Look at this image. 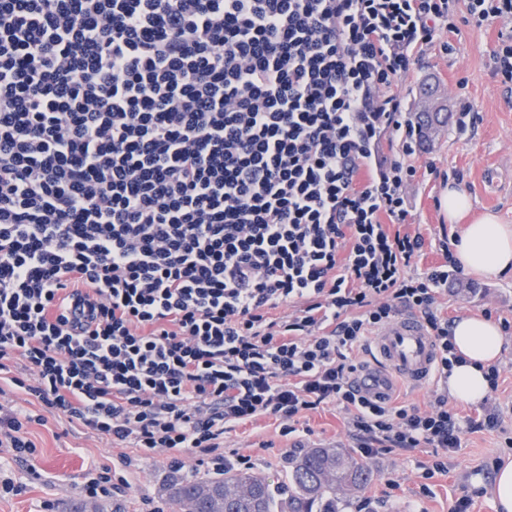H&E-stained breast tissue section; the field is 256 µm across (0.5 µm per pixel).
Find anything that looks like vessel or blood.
<instances>
[{
	"label": "vessel or blood",
	"instance_id": "vessel-or-blood-1",
	"mask_svg": "<svg viewBox=\"0 0 512 512\" xmlns=\"http://www.w3.org/2000/svg\"><path fill=\"white\" fill-rule=\"evenodd\" d=\"M371 364L352 377L354 387L372 400L392 397L397 383L423 388L432 380L438 352L425 323L401 313L380 327L369 340Z\"/></svg>",
	"mask_w": 512,
	"mask_h": 512
}]
</instances>
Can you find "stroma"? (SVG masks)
I'll return each mask as SVG.
<instances>
[{
  "label": "stroma",
  "mask_w": 512,
  "mask_h": 512,
  "mask_svg": "<svg viewBox=\"0 0 512 512\" xmlns=\"http://www.w3.org/2000/svg\"><path fill=\"white\" fill-rule=\"evenodd\" d=\"M499 31L496 23L463 28L451 54L436 42L425 46L419 70L398 87L408 105H416L420 95L431 89L442 94L449 112L468 104L476 115L471 129L461 132L445 126L406 159L416 170L407 187V222L425 238L417 262L421 271L443 263V237L461 232L460 225L449 223L439 205L448 187L445 174L459 173V183L469 194L475 213L493 212L501 223L512 225V82L494 73L491 60L500 43ZM438 313L452 321L464 315H488L503 325L505 344L498 360L503 383L489 396L490 404L501 412L502 429L464 433L447 473L435 476L429 497L420 492L419 466L431 461L430 449L380 455L369 463V483L359 495L341 502L339 512H355L367 497L377 512H448L451 499L467 494L475 497L474 512H495L489 493L493 477L482 466L493 458L512 456V450L504 446L505 438L512 437V274H450L448 293L440 297ZM0 404L30 409L45 418L44 424L31 427L37 452L28 460H16L9 449L0 447V476L24 487L21 495L0 500V512H39L45 500L51 502L52 512H177L169 499V487L179 473L170 468L167 453L135 459L134 449L87 433L21 390L1 396ZM299 425L306 430L305 446L353 450L344 414L337 407L306 412ZM292 442V437L282 436L278 421L260 419L228 434L224 449L250 456L253 472L278 484ZM126 457L131 458V465H123ZM93 463L115 467L127 479V488L98 500L86 498L81 484L86 467Z\"/></svg>",
  "instance_id": "stroma-1"
}]
</instances>
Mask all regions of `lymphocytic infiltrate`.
I'll return each mask as SVG.
<instances>
[{
	"label": "lymphocytic infiltrate",
	"instance_id": "1",
	"mask_svg": "<svg viewBox=\"0 0 512 512\" xmlns=\"http://www.w3.org/2000/svg\"><path fill=\"white\" fill-rule=\"evenodd\" d=\"M494 22L511 82L512 0H0V385L217 475L250 466L235 427L333 404L364 459L431 449L430 496L478 423L448 403V267L409 272L397 87L439 33L450 53ZM400 307L438 349L424 409L351 382ZM42 421L0 407V447L33 455Z\"/></svg>",
	"mask_w": 512,
	"mask_h": 512
}]
</instances>
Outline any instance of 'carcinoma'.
<instances>
[{
	"label": "carcinoma",
	"instance_id": "cac0c4a2",
	"mask_svg": "<svg viewBox=\"0 0 512 512\" xmlns=\"http://www.w3.org/2000/svg\"><path fill=\"white\" fill-rule=\"evenodd\" d=\"M285 488L273 489L262 476L235 468L216 478H180L170 497L193 512H336L337 492L355 493L370 470L334 448H310L286 460Z\"/></svg>",
	"mask_w": 512,
	"mask_h": 512
}]
</instances>
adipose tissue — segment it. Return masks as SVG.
<instances>
[{"label":"adipose tissue","instance_id":"obj_1","mask_svg":"<svg viewBox=\"0 0 512 512\" xmlns=\"http://www.w3.org/2000/svg\"><path fill=\"white\" fill-rule=\"evenodd\" d=\"M454 257L471 273H512V226L500 223L494 213L482 214L466 226ZM452 340L464 361L454 366L448 391L458 401L479 403L488 392L482 368L493 363L503 349L501 330L488 318L463 316L452 326Z\"/></svg>","mask_w":512,"mask_h":512}]
</instances>
